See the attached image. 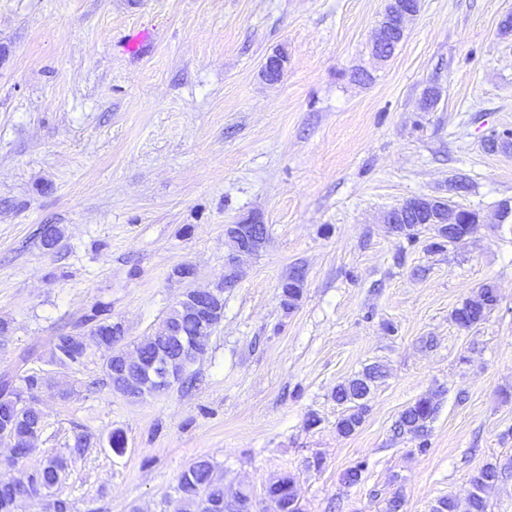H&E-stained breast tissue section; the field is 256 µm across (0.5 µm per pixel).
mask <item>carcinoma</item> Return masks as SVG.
Listing matches in <instances>:
<instances>
[{"label":"carcinoma","instance_id":"cac0c4a2","mask_svg":"<svg viewBox=\"0 0 512 512\" xmlns=\"http://www.w3.org/2000/svg\"><path fill=\"white\" fill-rule=\"evenodd\" d=\"M292 284L284 289L283 304L292 308L302 294V277L291 278ZM497 303V295L489 287L478 290L476 296L466 302L460 312L453 314L459 326L470 328L483 321ZM112 315L109 306L94 304L68 331L53 337L50 349L51 364L65 363L71 367L83 364L88 341L94 340L100 347L110 350L104 362L106 381L113 392L129 399H137L144 393L147 369L153 364L173 362V376L184 382L189 364L183 355L189 354L191 344L199 330L197 318L173 308L169 311L154 335L134 345L137 358L131 360L120 354L119 340L112 335ZM378 376L375 368H368L357 378L338 386L336 399L349 404V410L337 422V429L344 435L353 434L363 423L367 411L365 400ZM44 383V378L35 373L19 374L16 370L0 372V420L13 423L12 440L16 457H24L32 451L33 442L43 430L40 412L33 406H24L18 400L16 388L24 387L33 392ZM437 406L431 397H422L408 406L400 415L397 429L415 436H424L426 424L436 412ZM502 469L489 463L481 467L472 477L471 493L465 512H485L483 492L497 482ZM67 477L63 460L49 457L43 465L22 478H0V512H18L19 504L27 497L48 499L49 512H71V503L55 494ZM179 506L176 512H200L201 504L216 508L224 506V476L218 467L207 459L194 462L179 477ZM277 501L280 512H301L295 490L294 478L283 476L266 488Z\"/></svg>","mask_w":512,"mask_h":512}]
</instances>
